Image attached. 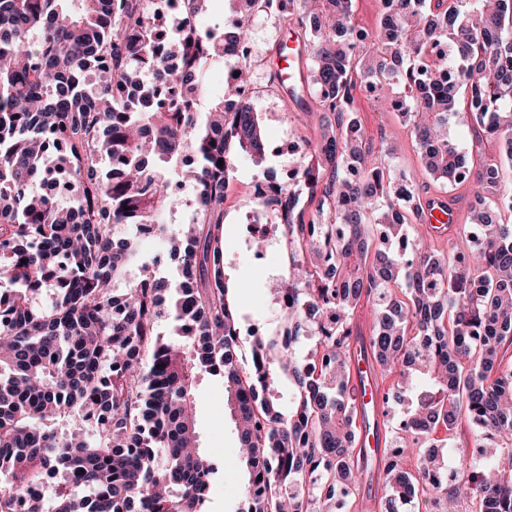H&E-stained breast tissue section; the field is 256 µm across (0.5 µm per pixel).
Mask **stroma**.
Listing matches in <instances>:
<instances>
[{"mask_svg": "<svg viewBox=\"0 0 512 512\" xmlns=\"http://www.w3.org/2000/svg\"><path fill=\"white\" fill-rule=\"evenodd\" d=\"M258 54L252 67L257 94L253 100L260 123L268 140L277 142L292 138L300 149H308L319 136L321 114L318 109L293 111L268 79L271 70L267 56L272 46L283 35L282 24L272 16H256L250 21ZM387 99H362L358 102V117L369 139L379 141L381 133H388L390 144L402 172L416 185L420 196L443 194L460 211H468L472 190L453 189L448 185L423 179L422 160L410 131L399 117L387 109ZM253 165L249 158L237 161L224 198V238L228 245L229 297L242 311L274 330L282 316L275 298L266 293L268 280L255 269L254 253L240 240L241 229L251 215L254 203L250 198ZM196 429L201 450L217 466L211 494L204 512H239V492L247 481L246 469L237 456L238 440L234 420L224 395V382L210 374L199 375L196 385Z\"/></svg>", "mask_w": 512, "mask_h": 512, "instance_id": "stroma-1", "label": "stroma"}]
</instances>
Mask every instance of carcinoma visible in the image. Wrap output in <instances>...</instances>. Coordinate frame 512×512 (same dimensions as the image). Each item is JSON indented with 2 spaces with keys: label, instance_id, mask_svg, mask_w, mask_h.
Instances as JSON below:
<instances>
[{
  "label": "carcinoma",
  "instance_id": "1",
  "mask_svg": "<svg viewBox=\"0 0 512 512\" xmlns=\"http://www.w3.org/2000/svg\"><path fill=\"white\" fill-rule=\"evenodd\" d=\"M141 2L0 0V512H203L215 472L196 452L204 372L223 379L248 449L241 512H281V495L288 512H336V489L349 498L371 474L348 385L364 297L373 359L399 372L416 450L383 459L386 512L421 495L429 512H512V179L466 160L448 135L462 90L478 141L499 144L512 170V0H388L373 31L354 24L352 0H225L224 28L174 29L186 65L173 75ZM259 13L305 28L324 122L274 205L296 247L280 289L293 307L282 331L251 337L253 367L221 239L234 155L271 178L266 138L243 97L252 60H235L226 94H208L205 73L225 44L254 45ZM97 57L107 64L89 83ZM156 79L173 88L165 108L152 104ZM365 84L398 101L426 176L483 200L467 215L478 240L450 262L422 241L373 251L366 225L404 242L419 213L400 197L390 148L376 154L349 132ZM233 99L240 110L224 111ZM185 152L191 170L179 168ZM55 177L75 188L65 206L40 191ZM178 181L191 197L173 194ZM144 224L165 240L174 278L143 261ZM137 265L140 278L113 294ZM168 320L171 340L158 331ZM284 378L297 389L286 414ZM464 421L495 452H461L450 472L437 430L451 437Z\"/></svg>",
  "mask_w": 512,
  "mask_h": 512
}]
</instances>
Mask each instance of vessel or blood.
Returning a JSON list of instances; mask_svg holds the SVG:
<instances>
[{"instance_id":"b4317fda","label":"vessel or blood","mask_w":512,"mask_h":512,"mask_svg":"<svg viewBox=\"0 0 512 512\" xmlns=\"http://www.w3.org/2000/svg\"><path fill=\"white\" fill-rule=\"evenodd\" d=\"M307 43L297 26H289L286 43L277 44L271 57V68L291 106L305 109L310 101L305 93L307 78ZM420 219L432 228L458 224L462 216L446 197L437 196L420 207ZM351 380L357 404L358 445L365 448L375 460H383L390 451L386 435L390 410L382 373L368 355V339L355 336L351 339Z\"/></svg>"}]
</instances>
